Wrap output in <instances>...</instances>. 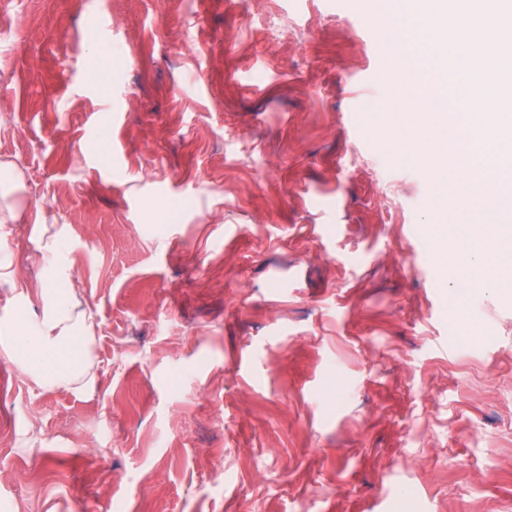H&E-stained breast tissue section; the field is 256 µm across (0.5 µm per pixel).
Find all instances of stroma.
Segmentation results:
<instances>
[{"label":"stroma","instance_id":"obj_1","mask_svg":"<svg viewBox=\"0 0 512 512\" xmlns=\"http://www.w3.org/2000/svg\"><path fill=\"white\" fill-rule=\"evenodd\" d=\"M371 0H27L0 162L51 208L92 382L9 358L37 244L0 258V512H512V285L376 72Z\"/></svg>","mask_w":512,"mask_h":512}]
</instances>
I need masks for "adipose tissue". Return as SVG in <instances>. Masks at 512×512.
Returning <instances> with one entry per match:
<instances>
[{
    "label": "adipose tissue",
    "mask_w": 512,
    "mask_h": 512,
    "mask_svg": "<svg viewBox=\"0 0 512 512\" xmlns=\"http://www.w3.org/2000/svg\"><path fill=\"white\" fill-rule=\"evenodd\" d=\"M47 219V214H40L31 228L41 265V311H15L11 353L39 387L71 389L91 359L95 319L77 307L75 285L60 260L61 241L47 236Z\"/></svg>",
    "instance_id": "ef3b65f1"
}]
</instances>
